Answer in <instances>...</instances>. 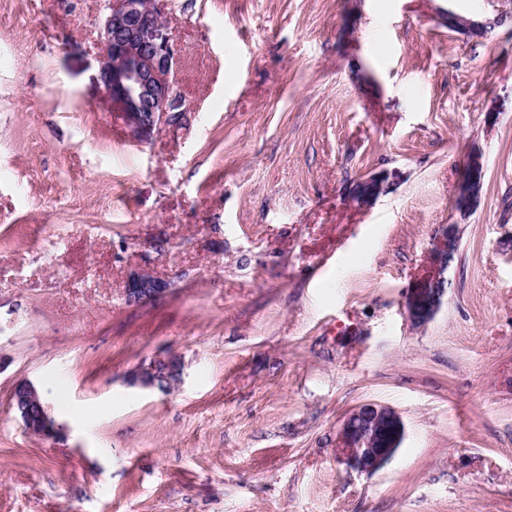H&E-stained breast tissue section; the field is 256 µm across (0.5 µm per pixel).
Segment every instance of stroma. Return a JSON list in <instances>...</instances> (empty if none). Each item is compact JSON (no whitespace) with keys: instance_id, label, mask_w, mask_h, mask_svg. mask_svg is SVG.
Segmentation results:
<instances>
[{"instance_id":"1","label":"stroma","mask_w":512,"mask_h":512,"mask_svg":"<svg viewBox=\"0 0 512 512\" xmlns=\"http://www.w3.org/2000/svg\"><path fill=\"white\" fill-rule=\"evenodd\" d=\"M162 7L176 118L141 142L104 0H0V512H512V0ZM475 145L483 200L416 327ZM142 271L170 291L127 303ZM168 353L178 387L128 385ZM21 378L63 438L24 428ZM368 402L406 426L371 475L335 455ZM399 178L398 171H391L390 173L387 171H381L370 175L364 183L368 186V190L366 193L360 195L363 191L364 186L363 183H359V181L353 182L349 187L350 196L356 197L357 204L362 207L371 206L380 196L389 193L394 182ZM355 192V194H354ZM459 242L460 224H448L435 238L432 268L406 299V309L414 325L426 324L442 308L448 285L445 274L454 261Z\"/></svg>"}]
</instances>
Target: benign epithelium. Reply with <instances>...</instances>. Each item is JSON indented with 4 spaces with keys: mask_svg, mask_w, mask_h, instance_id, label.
<instances>
[{
    "mask_svg": "<svg viewBox=\"0 0 512 512\" xmlns=\"http://www.w3.org/2000/svg\"><path fill=\"white\" fill-rule=\"evenodd\" d=\"M157 0H107L106 15L100 29L103 55L100 77L109 101L124 113L134 137L147 140L154 130L171 119L176 98L172 81L178 50L170 27L155 6ZM448 19L458 23L466 35L485 34L489 20L460 17L448 12ZM482 153L472 148L467 157L465 173L455 199V210L466 218L477 208L485 175ZM399 178L398 171H381L370 175L366 193L357 204L372 205L389 193ZM460 242V225L449 224L435 238L431 270L406 299V309L415 325L432 320L442 308L447 293L446 273L454 261ZM169 292L168 283L148 273L134 277L126 288L128 301L143 303ZM184 364L173 354L158 356L133 370L129 384L143 389H158L161 379L169 387L182 382ZM12 405L26 430L36 436L57 437L61 429L44 404L34 383L17 381L11 392ZM406 436L405 423L393 408L377 403H364L344 419L338 433L336 458L358 472L373 474L382 468L401 448Z\"/></svg>",
    "mask_w": 512,
    "mask_h": 512,
    "instance_id": "7a95c632",
    "label": "benign epithelium"
}]
</instances>
